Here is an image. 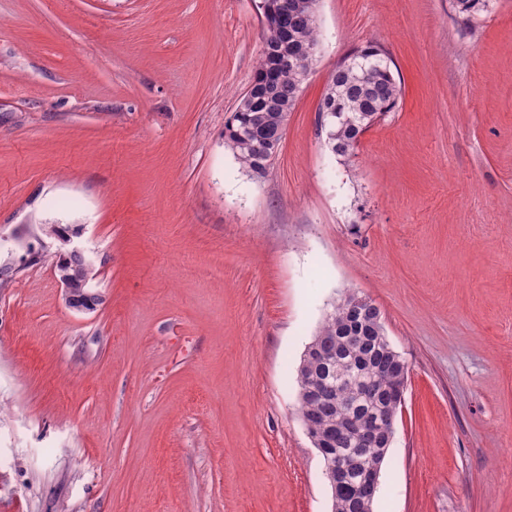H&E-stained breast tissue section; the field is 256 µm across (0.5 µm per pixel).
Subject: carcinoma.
<instances>
[{
    "mask_svg": "<svg viewBox=\"0 0 512 512\" xmlns=\"http://www.w3.org/2000/svg\"><path fill=\"white\" fill-rule=\"evenodd\" d=\"M263 49L251 82L252 97L234 110L224 127V139L239 162L263 176L278 153L290 112L307 79L318 48L316 0H262ZM402 96L391 60L377 45L356 51L336 68L318 105L327 123L331 152L351 157L361 136L393 111ZM58 278L74 282L77 289L97 276L95 267L77 253L55 262ZM384 318L372 299L358 315L351 314L344 298L332 306L314 335L320 348L350 367L353 382L368 386L352 409L355 391L343 386L333 392L299 395V411L310 434L322 439L336 422L357 416L375 422L388 411V390L380 388L378 373L393 368L394 359L384 347Z\"/></svg>",
    "mask_w": 512,
    "mask_h": 512,
    "instance_id": "carcinoma-1",
    "label": "carcinoma"
}]
</instances>
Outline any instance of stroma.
<instances>
[{
    "instance_id": "35a3bbf8",
    "label": "stroma",
    "mask_w": 512,
    "mask_h": 512,
    "mask_svg": "<svg viewBox=\"0 0 512 512\" xmlns=\"http://www.w3.org/2000/svg\"><path fill=\"white\" fill-rule=\"evenodd\" d=\"M259 4L0 0V512H332L296 376L347 291L408 367L374 512H512V0H319L256 178ZM371 44L402 98L339 157L318 104ZM56 275L59 279H68L74 282L78 290L82 284H90L97 276L95 267L87 259L77 253H71L67 257H59L55 262Z\"/></svg>"
}]
</instances>
